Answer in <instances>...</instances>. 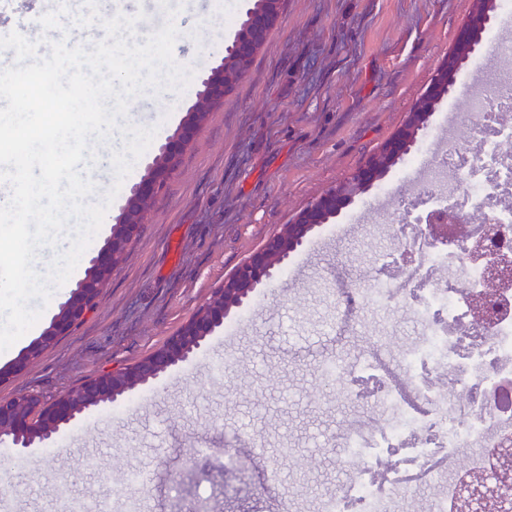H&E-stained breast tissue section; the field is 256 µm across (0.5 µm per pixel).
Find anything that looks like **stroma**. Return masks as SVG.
<instances>
[{"mask_svg": "<svg viewBox=\"0 0 512 512\" xmlns=\"http://www.w3.org/2000/svg\"><path fill=\"white\" fill-rule=\"evenodd\" d=\"M177 64L183 93L131 100L126 120L156 127L122 184L111 165L90 172L98 203L119 191L92 239L102 247L159 143L195 101L199 79L233 40L249 0H181ZM471 0H288L244 78L210 112L147 224L88 318L9 382L0 395L52 399L145 357L171 336L266 238L377 152L425 92L467 20ZM384 206L356 198L211 336L204 353L124 402L90 411L50 448L18 461L0 446V512H67L68 501L112 512H320L352 466L340 452L365 408L345 399L324 366L365 349L413 346L405 305L374 311L365 298L380 254L404 249L394 233L404 184L388 172ZM313 455L310 468L298 465ZM148 475L130 485L127 476Z\"/></svg>", "mask_w": 512, "mask_h": 512, "instance_id": "stroma-1", "label": "stroma"}]
</instances>
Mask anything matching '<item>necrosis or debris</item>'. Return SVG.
Wrapping results in <instances>:
<instances>
[{
  "instance_id": "4bbe7bcc",
  "label": "necrosis or debris",
  "mask_w": 512,
  "mask_h": 512,
  "mask_svg": "<svg viewBox=\"0 0 512 512\" xmlns=\"http://www.w3.org/2000/svg\"><path fill=\"white\" fill-rule=\"evenodd\" d=\"M464 110L479 131L467 147L434 155L425 140L402 165L401 181L424 167L427 190L402 202L409 257L387 255L373 277L372 309L406 300L423 339L393 356V368L358 358L344 369L346 397L370 408L349 426L343 451L357 468L323 512H393V494L422 482L439 486L428 512H453L464 471L491 466L490 448L512 438V284L490 285L485 267L460 242L432 246L421 233L432 213L459 216L466 231H502L512 256V38L506 27L487 35L485 55L459 78ZM487 292L505 310L478 332L468 301Z\"/></svg>"
}]
</instances>
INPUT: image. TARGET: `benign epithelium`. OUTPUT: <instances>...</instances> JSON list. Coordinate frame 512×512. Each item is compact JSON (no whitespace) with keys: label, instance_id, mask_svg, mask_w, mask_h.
Segmentation results:
<instances>
[{"label":"benign epithelium","instance_id":"7a95c632","mask_svg":"<svg viewBox=\"0 0 512 512\" xmlns=\"http://www.w3.org/2000/svg\"><path fill=\"white\" fill-rule=\"evenodd\" d=\"M266 27L267 21L263 17L236 43L224 46L216 66L201 78L196 100L181 125L159 146L147 174L130 187L118 224L113 226L104 246L89 257L85 278L59 303L58 312L49 327L20 356L14 369L26 367L38 351L48 348L58 337L69 335L92 310L98 295L119 265L120 257L137 236L140 226L146 223L158 192L196 136L201 117L208 106L224 101L227 75L244 53L241 44L249 39L254 43L262 41ZM475 39L472 23L468 22L458 30L452 49L431 78L427 96L438 92L443 97L453 91L460 70L457 59L475 50ZM428 121L425 114L406 113L403 124L383 144L381 154L370 157L347 179L300 210L224 279L223 285L211 293L173 336L138 362L103 372L50 402L32 393L0 396V444L7 445L16 457L24 459L27 449L51 445L61 429L78 424L86 411L114 405L120 398L146 387L168 369L196 356L206 339L223 328L224 320L234 311L249 304L258 288L273 277L291 253L306 244L320 226L339 216L354 201V191L370 189L383 179L380 156L399 162L410 153L419 131L427 126ZM459 223L457 219L455 225L440 230L431 226L429 233L435 243L446 245L448 238L463 236ZM496 237L494 226H484L481 233L469 242V254L474 260L487 261V266L492 269L506 267L512 271V259L493 257ZM497 492L494 482H474L464 478L457 487V500L467 503L471 512H481L484 502L496 498Z\"/></svg>","mask_w":512,"mask_h":512}]
</instances>
